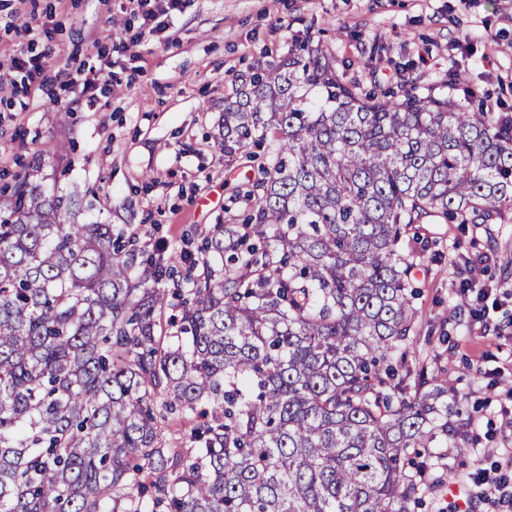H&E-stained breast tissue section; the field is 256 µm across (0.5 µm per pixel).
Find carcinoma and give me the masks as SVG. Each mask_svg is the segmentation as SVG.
I'll list each match as a JSON object with an SVG mask.
<instances>
[{
	"instance_id": "carcinoma-1",
	"label": "carcinoma",
	"mask_w": 512,
	"mask_h": 512,
	"mask_svg": "<svg viewBox=\"0 0 512 512\" xmlns=\"http://www.w3.org/2000/svg\"><path fill=\"white\" fill-rule=\"evenodd\" d=\"M268 141L220 269L76 222L39 154L0 187V512H415L422 450L468 442L438 378L406 396L403 251L503 220L512 113L377 100L306 42L224 98L225 156Z\"/></svg>"
}]
</instances>
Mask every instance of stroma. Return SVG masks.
<instances>
[{"instance_id":"35a3bbf8","label":"stroma","mask_w":512,"mask_h":512,"mask_svg":"<svg viewBox=\"0 0 512 512\" xmlns=\"http://www.w3.org/2000/svg\"><path fill=\"white\" fill-rule=\"evenodd\" d=\"M162 13L163 29L129 49L114 45L121 26L139 30L143 15L128 0H0V75L18 54L45 56L34 83L0 82V173L23 172L42 154L63 191L94 189L85 221L126 230L148 228L151 245L176 249L183 237L203 241L217 225L240 224L247 207L235 199L257 178L256 167L217 147L224 98L257 63L301 42L322 45L338 74L384 92L416 83L439 89L449 73L492 108L512 107V0H181ZM13 25H5V18ZM102 66L95 106L73 105L71 81ZM71 120H62V113ZM498 231L424 224L412 282L419 294L414 375H437L459 422L512 440L494 411L497 384L512 379V210ZM485 252L479 301L484 319L459 306L457 268Z\"/></svg>"}]
</instances>
